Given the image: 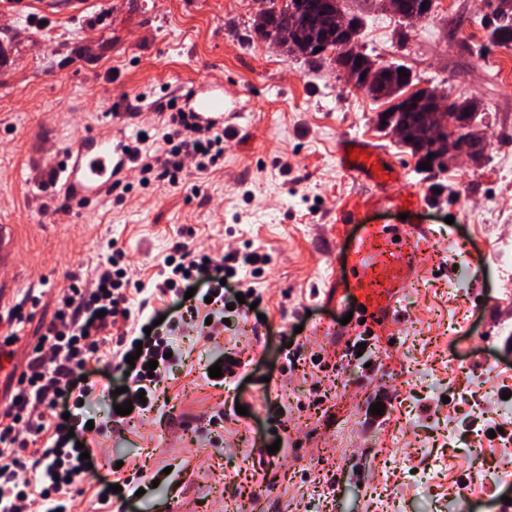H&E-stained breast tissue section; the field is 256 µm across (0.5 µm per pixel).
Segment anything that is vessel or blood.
<instances>
[{
	"instance_id": "vessel-or-blood-1",
	"label": "vessel or blood",
	"mask_w": 512,
	"mask_h": 512,
	"mask_svg": "<svg viewBox=\"0 0 512 512\" xmlns=\"http://www.w3.org/2000/svg\"><path fill=\"white\" fill-rule=\"evenodd\" d=\"M180 103L196 122L224 125V98L211 82L181 88ZM127 138L120 132H95L65 152L53 167L51 186L90 202L111 189L129 166ZM361 155L349 158L350 148ZM337 165L361 190L342 198L330 235L337 244L339 273L329 277L328 292L338 308L353 306L355 333H376L396 311V299L417 269V256L428 234L421 224H366V212L388 208L411 213L424 205L420 192L398 189L402 168L374 140L345 138L339 143Z\"/></svg>"
}]
</instances>
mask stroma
<instances>
[{"mask_svg":"<svg viewBox=\"0 0 512 512\" xmlns=\"http://www.w3.org/2000/svg\"><path fill=\"white\" fill-rule=\"evenodd\" d=\"M359 17L358 48L411 74L410 91L435 87L476 104L481 136L497 151L420 170L418 158L378 113L394 106L337 80L336 65L285 52L256 34L259 12L282 0H0V316L21 309L23 338L0 356V404L23 369L55 295L70 277L91 279L122 250L148 298L145 316L198 304L189 283L156 295L177 244L218 257L257 252L259 276L238 272L255 311L223 346L241 353L244 375L208 377L215 356L185 330L191 353L166 374L159 411L123 430L81 434L92 463L71 512H487L512 496V45L490 44L495 0H434L413 25L380 0H343ZM222 83L224 163L189 171L177 185L121 177L124 197L89 203L54 194L45 174L92 132L120 125L134 135L161 128V105L176 86ZM372 136L406 172L426 204L368 212V224H424L418 270L391 322L371 342L370 365L346 355L335 329L343 311L325 299L338 266L328 221L352 184L336 167V142ZM323 357L286 372L288 346ZM112 413L126 380L111 358L81 370ZM383 404V418L371 408ZM247 415H239L237 406ZM224 411L223 425L212 424ZM279 444L277 452L268 447ZM162 489H150L156 471ZM131 479L125 499L101 503L114 477ZM143 495H135V488Z\"/></svg>","mask_w":512,"mask_h":512,"instance_id":"35a3bbf8","label":"stroma"}]
</instances>
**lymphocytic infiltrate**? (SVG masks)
<instances>
[{"label":"lymphocytic infiltrate","instance_id":"lymphocytic-infiltrate-1","mask_svg":"<svg viewBox=\"0 0 512 512\" xmlns=\"http://www.w3.org/2000/svg\"><path fill=\"white\" fill-rule=\"evenodd\" d=\"M164 146L154 154L143 152L142 139L131 140L129 149L142 174H157L168 183H179L185 172L184 161L193 158L196 167L206 170L224 161V131L201 127L187 112L167 102ZM166 277L157 284L160 294L175 291L186 276L203 281L214 294L207 312L209 332L217 334L224 325V280L237 274L227 262L207 261L205 255L192 254L185 246L175 248ZM130 280L123 272L120 254H109L94 274L92 287L72 281L58 295L49 322L33 346L23 371L13 387L4 411L0 412V512H30L34 499L48 503V512H66L80 482L85 464L73 429L92 426L94 432L107 434L119 425L130 423L127 415L88 424L83 414L57 419L55 410L60 395H78L90 401L95 384H76L74 373L86 361L94 359L101 346L114 343L113 358L126 360L136 354L125 393L135 410L154 408L155 395L171 360L182 357L175 340L181 316H171L153 327L150 334L131 336L129 331L115 332L118 320L131 315ZM157 361L156 377H149L146 365Z\"/></svg>","mask_w":512,"mask_h":512}]
</instances>
